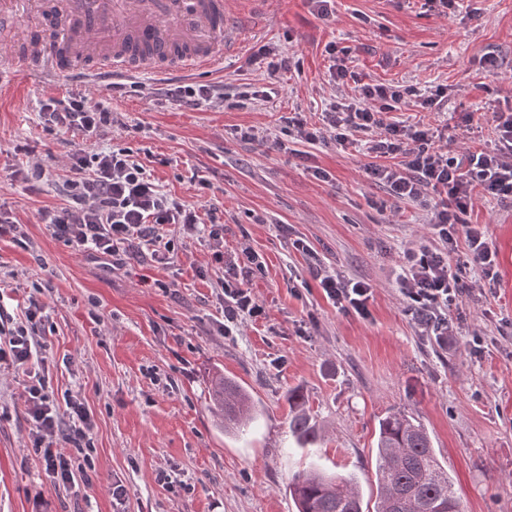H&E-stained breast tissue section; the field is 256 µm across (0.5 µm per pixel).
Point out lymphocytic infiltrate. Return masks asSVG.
Returning a JSON list of instances; mask_svg holds the SVG:
<instances>
[{
    "mask_svg": "<svg viewBox=\"0 0 512 512\" xmlns=\"http://www.w3.org/2000/svg\"><path fill=\"white\" fill-rule=\"evenodd\" d=\"M447 90L437 85L426 91L386 83L360 86L344 103L331 104L322 125L305 117L291 118L288 132L293 144L314 145L333 140L346 147L354 133H365L367 177L384 184L395 203H417L427 209L429 222L447 247L465 239L471 263L482 273L495 265L496 250L475 225L462 223L477 196L512 198V113H494L495 147L468 152L464 160L454 155L453 139L423 123L393 121L389 112L416 106L430 112L439 109ZM47 133L63 132L90 138L110 123L109 109L88 96L49 99L39 111ZM73 174L67 185L69 203L42 212L54 239L103 263L117 257L134 260L150 253L161 265L168 264L172 250L164 237L166 226L181 225L197 231L205 227L216 263L224 261V227L203 225L198 208L161 190L151 169L136 159L130 148L100 147L92 153L69 155ZM261 256L247 250L242 267H230L216 283L224 303V333L232 335L239 319L263 315L248 287V277L262 271ZM409 311L437 340L448 337V308L462 300L468 287L448 271L445 251L426 247L407 249L398 277ZM327 299L343 311L363 315L371 288L367 283L326 275L320 280ZM44 303L29 298L20 322L6 326L0 321V369L15 368L26 377L24 407L34 431L31 448L55 482H74L71 457L59 452V442L75 447L89 445L92 418L79 396H68L64 409H57L43 371L32 367L37 353V335L45 323Z\"/></svg>",
    "mask_w": 512,
    "mask_h": 512,
    "instance_id": "f902f5d3",
    "label": "lymphocytic infiltrate"
}]
</instances>
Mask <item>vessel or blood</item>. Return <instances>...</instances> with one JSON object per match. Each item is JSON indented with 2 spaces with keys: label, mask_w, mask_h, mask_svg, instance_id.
Listing matches in <instances>:
<instances>
[{
  "label": "vessel or blood",
  "mask_w": 512,
  "mask_h": 512,
  "mask_svg": "<svg viewBox=\"0 0 512 512\" xmlns=\"http://www.w3.org/2000/svg\"><path fill=\"white\" fill-rule=\"evenodd\" d=\"M41 28L25 63L100 83L140 74L192 75L224 62L233 43L227 0H0V48L20 23Z\"/></svg>",
  "instance_id": "b4317fda"
}]
</instances>
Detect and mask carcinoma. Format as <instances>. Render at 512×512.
I'll list each match as a JSON object with an SVG mask.
<instances>
[{
  "label": "carcinoma",
  "instance_id": "1",
  "mask_svg": "<svg viewBox=\"0 0 512 512\" xmlns=\"http://www.w3.org/2000/svg\"><path fill=\"white\" fill-rule=\"evenodd\" d=\"M211 401L226 433L243 430L262 413L250 393L222 373L212 378ZM305 405L302 394L288 392L289 427L301 448L319 437ZM376 448L374 512H461L448 470L422 424L401 412L390 414L379 422ZM289 492L298 512H364L362 495L349 477L304 471L289 484Z\"/></svg>",
  "mask_w": 512,
  "mask_h": 512
}]
</instances>
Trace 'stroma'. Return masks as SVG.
I'll return each mask as SVG.
<instances>
[{
  "instance_id": "stroma-1",
  "label": "stroma",
  "mask_w": 512,
  "mask_h": 512,
  "mask_svg": "<svg viewBox=\"0 0 512 512\" xmlns=\"http://www.w3.org/2000/svg\"><path fill=\"white\" fill-rule=\"evenodd\" d=\"M231 9L238 49L220 69L191 77L223 82L224 97L194 109L156 103L172 75H141L142 91L116 97L111 85L49 79L0 51V209L29 242L0 237V306L18 314L29 296L44 301L39 356L49 385L59 401L80 394L93 420L89 456L59 447L75 463L90 459L85 477L59 486L30 447L23 373H0V512H297L288 485L313 467L354 477L371 503L378 422L397 411L426 428L462 512H512V199H477L466 215L496 248L495 275L467 263L458 240L448 265L473 289L450 306L453 334L443 345L409 314L396 281L406 249L442 245L426 209L393 212L355 148L331 141L298 156L267 146L285 137L294 112L316 121L330 98L353 95L355 83L330 82L337 54L356 83L446 86L440 110L413 107L393 119L447 128L462 154L493 148L492 113L512 110V0H456L448 10L425 0H335L326 18L313 0H232ZM263 44L287 67L272 74L249 64ZM487 54L496 68L482 66ZM259 86L269 97L246 99ZM74 93L114 111L96 146L132 149L164 190L223 225L226 264L247 248L262 256L249 287L264 316L224 335L212 250L200 234L171 229L168 265L145 255L112 271L52 237L41 214L67 205L68 153L82 139L44 132L38 110ZM248 128L257 141L241 140ZM24 160L44 178L11 180ZM316 167L328 179L314 177ZM298 239L312 254L295 248ZM321 273L369 283L368 316L340 312ZM218 372L263 407L235 436L210 407ZM292 389L322 428L313 447L291 436Z\"/></svg>"
}]
</instances>
